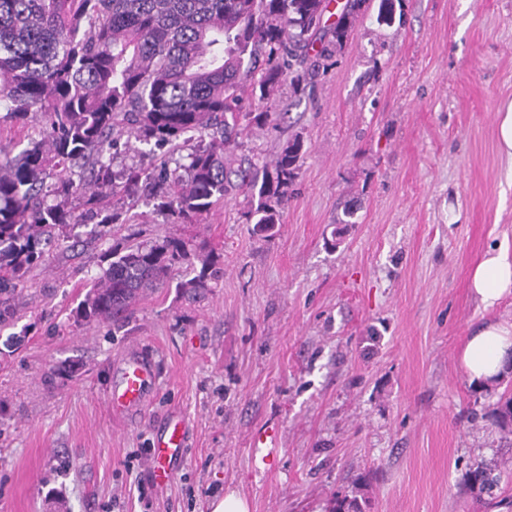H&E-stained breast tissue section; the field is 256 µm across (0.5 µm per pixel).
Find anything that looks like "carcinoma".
<instances>
[{
  "label": "carcinoma",
  "instance_id": "cac0c4a2",
  "mask_svg": "<svg viewBox=\"0 0 512 512\" xmlns=\"http://www.w3.org/2000/svg\"><path fill=\"white\" fill-rule=\"evenodd\" d=\"M367 2L348 0L315 51L308 32L325 0H0V121L27 128L35 113L45 117L0 161V287L45 261L40 245L67 227L111 228L121 200L151 197L174 223L196 224L238 190L253 233L271 231L302 143L259 167L236 160L238 138L275 124L270 90L325 68ZM123 129L167 152L114 170ZM187 253L168 236L112 249L82 317L123 320ZM217 273L209 262L182 287L207 288Z\"/></svg>",
  "mask_w": 512,
  "mask_h": 512
}]
</instances>
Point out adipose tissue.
Returning <instances> with one entry per match:
<instances>
[{
	"label": "adipose tissue",
	"instance_id": "1",
	"mask_svg": "<svg viewBox=\"0 0 512 512\" xmlns=\"http://www.w3.org/2000/svg\"><path fill=\"white\" fill-rule=\"evenodd\" d=\"M471 287L487 310L512 295V251L505 247L487 251L473 271ZM459 361L475 386L500 381L512 366V323L488 320L477 325L467 336Z\"/></svg>",
	"mask_w": 512,
	"mask_h": 512
}]
</instances>
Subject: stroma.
I'll return each mask as SVG.
<instances>
[{
  "label": "stroma",
  "instance_id": "35a3bbf8",
  "mask_svg": "<svg viewBox=\"0 0 512 512\" xmlns=\"http://www.w3.org/2000/svg\"><path fill=\"white\" fill-rule=\"evenodd\" d=\"M379 6L242 139L260 164L306 150L269 236L237 192L197 224L143 199L111 236L71 227L0 291V512H210L231 491L249 512H512V422L492 413L512 371L478 388L459 363L475 326L512 323V296L486 310L470 288L512 247V0H394L388 23ZM164 236L194 246L166 287L120 325L77 320L114 247ZM208 255L220 275L191 292ZM132 353L156 376L117 414L106 392ZM174 413L189 438L158 486ZM498 143L501 154L512 163V104L498 113ZM186 425L182 418L173 416L165 431L156 438L152 448V476L156 483L166 484L174 477L171 462L182 455L185 446Z\"/></svg>",
  "mask_w": 512,
  "mask_h": 512
}]
</instances>
